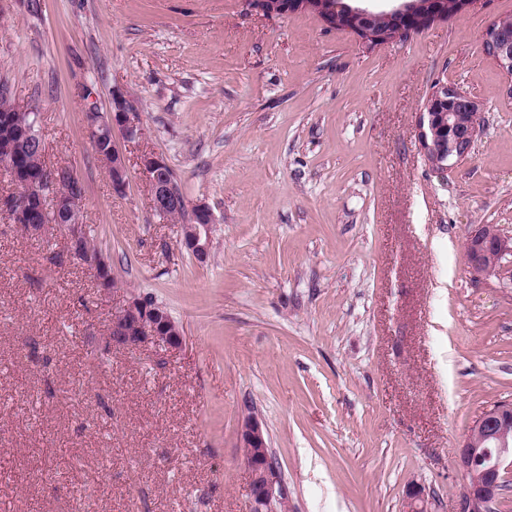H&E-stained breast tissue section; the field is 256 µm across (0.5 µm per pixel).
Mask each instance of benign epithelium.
<instances>
[{"mask_svg":"<svg viewBox=\"0 0 512 512\" xmlns=\"http://www.w3.org/2000/svg\"><path fill=\"white\" fill-rule=\"evenodd\" d=\"M421 0H410L386 16L398 24L396 35L405 36L447 13L432 9L421 16ZM251 6L267 15L293 14L302 8L321 11L310 0H251ZM377 13L364 8L346 6L338 20L324 13V23L334 29L349 30L369 43L381 38L369 29L370 19ZM484 52L512 78V27L500 21L487 30ZM86 101L85 127L92 139L108 130V146L99 151L105 165L112 168V192L126 193L129 183L127 158L120 143L146 139L144 127L133 102L120 90L112 91L109 110L103 112L97 103V92L85 85L80 91ZM482 128L477 102L465 91L446 83H437L424 104L420 119V140L427 164L445 173L468 157ZM140 167L150 186L154 210L169 218L187 207L182 192L174 183L166 182L159 173L166 161L154 152L140 157ZM83 192L81 181L66 169L43 164L42 177L36 181L13 177V191L0 198V206L13 216L14 223L25 225L30 235L41 234L46 225L57 224L65 232L71 254H76L85 226L81 214L73 206L75 195ZM214 218L208 206L192 208V219L182 225L181 245L195 259L204 263L210 256ZM464 252L472 275L477 279L512 272V236L501 232L495 224L478 227L464 244ZM179 349L184 343L182 331L168 312L155 302L132 295L112 315L108 344L115 349H136L144 344ZM512 404H499L485 410L472 425L456 457L455 467L465 479L457 500L456 512H491L502 496V471L512 469ZM240 445L249 474L247 512H288L291 494L277 466L273 463L267 435L262 424L251 415L243 417L239 428ZM407 512H431L424 490L412 485L407 489Z\"/></svg>","mask_w":512,"mask_h":512,"instance_id":"1","label":"benign epithelium"}]
</instances>
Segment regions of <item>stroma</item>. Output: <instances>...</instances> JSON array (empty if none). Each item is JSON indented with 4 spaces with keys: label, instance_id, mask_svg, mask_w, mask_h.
I'll use <instances>...</instances> for the list:
<instances>
[{
    "label": "stroma",
    "instance_id": "stroma-1",
    "mask_svg": "<svg viewBox=\"0 0 512 512\" xmlns=\"http://www.w3.org/2000/svg\"><path fill=\"white\" fill-rule=\"evenodd\" d=\"M512 0L371 46L247 0H0V81L79 177L108 259L102 291L62 229L0 211V512H246L239 421L254 414L290 512H455L477 416L512 403V276L474 280L464 243L512 235V78L483 50ZM484 119L445 174L419 141L436 82ZM113 90L148 130L112 192L79 91ZM216 219L211 256L161 218L142 151ZM131 295L181 349L109 348Z\"/></svg>",
    "mask_w": 512,
    "mask_h": 512
}]
</instances>
